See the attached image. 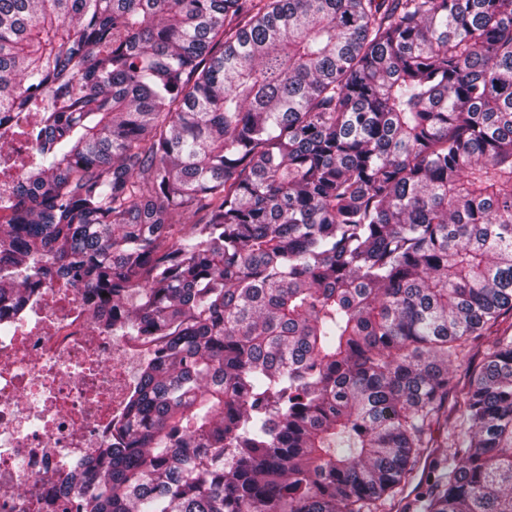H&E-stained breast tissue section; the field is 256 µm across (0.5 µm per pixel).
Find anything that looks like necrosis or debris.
Returning a JSON list of instances; mask_svg holds the SVG:
<instances>
[{
    "instance_id": "obj_1",
    "label": "necrosis or debris",
    "mask_w": 512,
    "mask_h": 512,
    "mask_svg": "<svg viewBox=\"0 0 512 512\" xmlns=\"http://www.w3.org/2000/svg\"><path fill=\"white\" fill-rule=\"evenodd\" d=\"M104 307L52 281L0 311V512H63L62 481L111 443L143 354L102 330Z\"/></svg>"
}]
</instances>
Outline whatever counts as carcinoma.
<instances>
[{"mask_svg": "<svg viewBox=\"0 0 512 512\" xmlns=\"http://www.w3.org/2000/svg\"><path fill=\"white\" fill-rule=\"evenodd\" d=\"M2 112L146 353L65 512H512V0H0Z\"/></svg>", "mask_w": 512, "mask_h": 512, "instance_id": "1", "label": "carcinoma"}]
</instances>
